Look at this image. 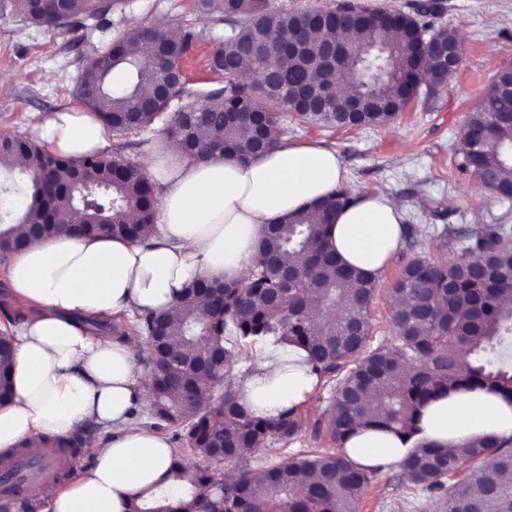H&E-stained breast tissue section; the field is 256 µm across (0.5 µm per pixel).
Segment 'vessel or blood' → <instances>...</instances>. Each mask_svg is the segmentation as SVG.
I'll return each instance as SVG.
<instances>
[{
	"instance_id": "1",
	"label": "vessel or blood",
	"mask_w": 512,
	"mask_h": 512,
	"mask_svg": "<svg viewBox=\"0 0 512 512\" xmlns=\"http://www.w3.org/2000/svg\"><path fill=\"white\" fill-rule=\"evenodd\" d=\"M60 462L57 450L47 446L0 460V489L7 490L12 512H26L36 496L39 476L49 474Z\"/></svg>"
}]
</instances>
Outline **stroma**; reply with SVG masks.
I'll return each mask as SVG.
<instances>
[{"mask_svg":"<svg viewBox=\"0 0 512 512\" xmlns=\"http://www.w3.org/2000/svg\"><path fill=\"white\" fill-rule=\"evenodd\" d=\"M435 25L457 30L463 41V62L447 83L422 91L390 125L360 129L302 128L282 118L283 140L317 143L333 149L344 170L343 185L352 194L388 188L404 205L405 221L427 226L475 227L512 224V205L501 202L470 173L457 167L467 117L488 93L498 72L512 69V0H441ZM112 31L163 24L193 28L199 38L186 61L190 86L219 84L204 61L217 46L225 24L198 20L192 0H126L123 11L111 15ZM89 50L86 30L79 27H35L18 16H0V78L8 79L9 94L0 96V136L23 138L34 130L41 113L75 107L72 91ZM441 263L459 258L457 246L442 249L404 241L380 276L371 310L370 341L390 336V285L411 258ZM331 404L329 387L318 386L301 415L309 427L288 447L289 454L329 448L327 437L311 429ZM398 469L376 473L358 503V512H393L401 497Z\"/></svg>","mask_w":512,"mask_h":512,"instance_id":"35a3bbf8","label":"stroma"}]
</instances>
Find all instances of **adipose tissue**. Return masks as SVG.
Segmentation results:
<instances>
[{
  "label": "adipose tissue",
  "instance_id": "adipose-tissue-1",
  "mask_svg": "<svg viewBox=\"0 0 512 512\" xmlns=\"http://www.w3.org/2000/svg\"><path fill=\"white\" fill-rule=\"evenodd\" d=\"M36 133L70 157L107 144L102 124L78 110L46 113ZM144 163L161 192L148 243L55 234L32 239L10 263L11 288L39 312L14 337L18 363L13 398L0 407V453L40 447L89 423L109 432L91 468L65 489L45 488L51 512H125L130 496L181 482L166 437L128 425L147 394L141 338L96 335L88 324L170 308L197 278L243 280L268 224L335 191L344 175L336 152L318 144H284L248 162L196 161L166 138L148 146ZM403 211L386 188L360 195L337 214L330 244L344 261L379 273L402 244ZM317 384L306 352L270 336L238 371L236 397L248 413L274 417L306 406ZM413 422V437L357 425L344 448L360 466L385 471L418 439L453 449L512 436V406L485 390L454 392Z\"/></svg>",
  "mask_w": 512,
  "mask_h": 512
}]
</instances>
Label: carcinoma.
I'll return each mask as SVG.
<instances>
[{"label": "carcinoma", "mask_w": 512, "mask_h": 512, "mask_svg": "<svg viewBox=\"0 0 512 512\" xmlns=\"http://www.w3.org/2000/svg\"><path fill=\"white\" fill-rule=\"evenodd\" d=\"M124 5V0H0V13L10 10L41 26L80 24L95 31L100 22ZM436 0H425L413 14L396 16L402 35L393 40L380 21L387 13L374 9L372 25L364 10L336 17L334 10L288 11L269 8L268 0H194V11L205 21H227L230 29L207 59L210 72L224 85L193 89L184 82L170 96L144 107V87L171 82L167 63L157 54L160 43L183 57L197 39L189 28L176 41L159 30L137 28L92 45L74 97L96 112L116 138L151 126L171 113L167 129L184 124L194 138L195 159L224 154L247 160L258 155V122L278 125L280 108H289L300 125L345 129L392 124L404 112L422 84L419 65L432 73L441 67L435 56H422L427 40L446 44L457 37L453 29L432 26ZM359 34L354 44L363 53L349 58L339 76H327L288 61V43L307 45L317 56L336 41V31ZM136 46L132 52L128 46ZM274 68V89L239 82L244 71ZM122 80L113 85L111 75ZM348 87L328 112H308L298 100L327 97V85ZM199 98L200 103L181 100ZM512 74L502 71L497 83L470 113L469 134L484 136L486 146L464 154L459 170H488L493 194L512 201ZM205 128L209 138H197ZM115 143L112 155L87 154L72 159L44 151L29 140L0 145V196L23 193L17 209L0 206V265L20 251L31 224L42 234L68 232L131 242L147 239L155 224L157 188L137 165L126 162ZM24 155L29 165L16 170L14 159ZM354 201L339 188L312 208L286 216L267 229L246 279L211 285L203 279L187 288L173 308L135 314L129 321L94 325L93 332L116 337H148L160 328L162 339L147 348L154 372L147 413H130V427L172 431L174 464L181 469L176 488L158 486L134 496L127 512H358V502L375 473L353 462L343 443L359 421L394 431H410V414L437 397L458 390L486 389L512 405V224H484L459 232L451 226L417 229L427 246L444 248L455 242L457 261L433 264L413 258L391 283L393 296L410 303L395 307L390 318L393 340L370 347L371 308L377 281L342 265L329 252L326 225L336 211ZM139 214L129 224L126 215ZM79 213V224L58 218ZM294 258L295 276L283 278V257ZM208 308L197 305L200 295ZM320 306L321 317L309 312ZM10 329L0 332V402L10 394L12 361ZM268 336L304 348L319 379L332 390V404L314 425V436L325 433L336 449L310 450L263 463L255 457L261 444L288 445L304 428L293 409L274 418L244 412L235 401V367ZM215 448L229 459L245 461L221 493L205 466ZM405 490L400 508L416 510L422 499H436L444 512H512V437L488 438L448 453L416 445L400 464ZM305 479L298 480V475Z\"/></svg>", "instance_id": "carcinoma-1"}]
</instances>
